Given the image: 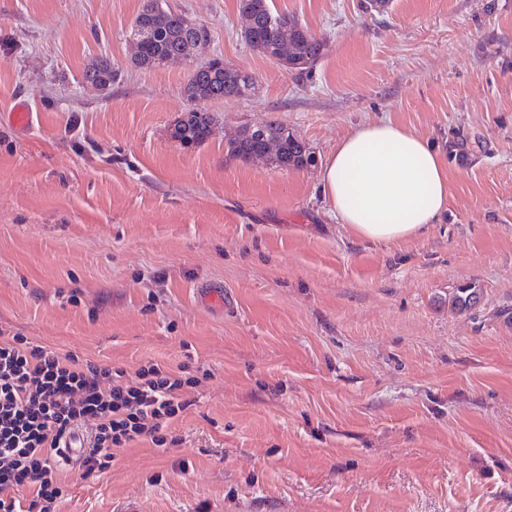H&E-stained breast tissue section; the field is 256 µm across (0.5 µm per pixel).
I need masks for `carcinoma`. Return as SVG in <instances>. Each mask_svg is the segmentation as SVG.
Instances as JSON below:
<instances>
[{
  "instance_id": "1",
  "label": "carcinoma",
  "mask_w": 512,
  "mask_h": 512,
  "mask_svg": "<svg viewBox=\"0 0 512 512\" xmlns=\"http://www.w3.org/2000/svg\"><path fill=\"white\" fill-rule=\"evenodd\" d=\"M250 22L243 28V34L250 47L264 55L283 39H291L293 54L282 66L290 71L303 72L310 69L321 56V42L315 37L305 38L308 29L300 26L286 13L272 11L268 0H248ZM138 34L141 52L135 59L136 66L144 69L157 67V61L164 56L180 53L189 42L199 38L197 32L182 25L169 11L161 7V0H144L133 23ZM208 68L191 70L184 91L188 97L197 100L245 98L253 89V77L231 71L221 58L206 60ZM83 76L112 84L114 72L111 62L98 59L85 68ZM212 118L208 110L189 111L175 127L174 136L186 145L200 146L209 138ZM266 138L275 141L279 150L274 162L282 167H301L311 161L302 144L281 123L271 122L264 127ZM265 142L255 137V132L243 131L239 138L228 143V152L246 158L262 151ZM477 298L472 288H463L452 304L459 311L471 307Z\"/></svg>"
}]
</instances>
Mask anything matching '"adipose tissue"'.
Instances as JSON below:
<instances>
[{
  "mask_svg": "<svg viewBox=\"0 0 512 512\" xmlns=\"http://www.w3.org/2000/svg\"><path fill=\"white\" fill-rule=\"evenodd\" d=\"M331 209L359 239L418 237L448 208V171L429 141L392 121L362 123L337 141L319 171Z\"/></svg>",
  "mask_w": 512,
  "mask_h": 512,
  "instance_id": "adipose-tissue-1",
  "label": "adipose tissue"
}]
</instances>
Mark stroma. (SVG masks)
<instances>
[{
    "mask_svg": "<svg viewBox=\"0 0 512 512\" xmlns=\"http://www.w3.org/2000/svg\"><path fill=\"white\" fill-rule=\"evenodd\" d=\"M269 3L321 41L307 73L244 41L239 0H162L254 79L205 101L187 147L189 64L132 61L143 0H0V334L201 378L178 445L64 467L59 512H512V0ZM102 56L111 86L84 84ZM382 120L448 164L447 211L392 244L317 188L337 140ZM269 122L312 163L229 153ZM212 118L208 110L192 111L175 127L174 136L185 145L200 146L209 138Z\"/></svg>",
    "mask_w": 512,
    "mask_h": 512,
    "instance_id": "35a3bbf8",
    "label": "stroma"
}]
</instances>
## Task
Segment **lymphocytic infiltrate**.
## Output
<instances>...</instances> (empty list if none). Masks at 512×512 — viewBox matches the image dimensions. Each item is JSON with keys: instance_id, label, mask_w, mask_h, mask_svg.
Returning a JSON list of instances; mask_svg holds the SVG:
<instances>
[{"instance_id": "obj_1", "label": "lymphocytic infiltrate", "mask_w": 512, "mask_h": 512, "mask_svg": "<svg viewBox=\"0 0 512 512\" xmlns=\"http://www.w3.org/2000/svg\"><path fill=\"white\" fill-rule=\"evenodd\" d=\"M196 376L154 362L135 379L124 369L80 362L24 336L0 340V512H55L66 489L59 477L67 437L89 426L84 476L106 472L117 450L140 442L178 444L166 429L188 409ZM31 490L28 504L18 494Z\"/></svg>"}]
</instances>
